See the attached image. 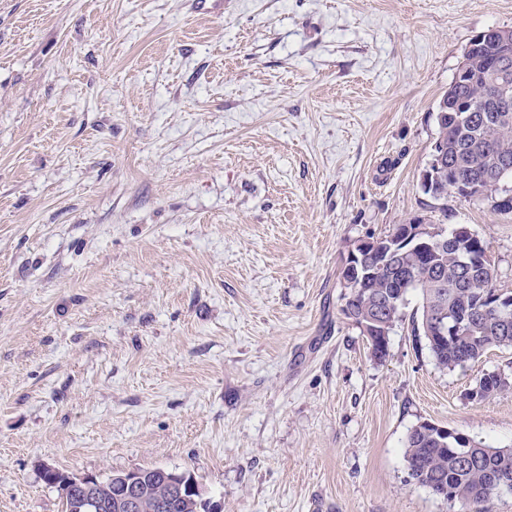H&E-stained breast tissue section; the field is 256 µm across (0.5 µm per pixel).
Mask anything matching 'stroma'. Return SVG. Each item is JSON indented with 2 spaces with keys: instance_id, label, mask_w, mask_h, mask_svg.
I'll return each instance as SVG.
<instances>
[{
  "instance_id": "1",
  "label": "stroma",
  "mask_w": 512,
  "mask_h": 512,
  "mask_svg": "<svg viewBox=\"0 0 512 512\" xmlns=\"http://www.w3.org/2000/svg\"><path fill=\"white\" fill-rule=\"evenodd\" d=\"M0 0V512L42 464L189 471L215 512H458L409 482L428 420L512 447V349L374 359L360 239L467 226L512 289V214L421 174L435 107L512 0ZM508 385V379L500 373L495 371L483 373L476 380L475 385L468 390L467 398L472 401H483Z\"/></svg>"
}]
</instances>
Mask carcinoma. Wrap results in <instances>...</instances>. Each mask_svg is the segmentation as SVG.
Wrapping results in <instances>:
<instances>
[{
    "label": "carcinoma",
    "mask_w": 512,
    "mask_h": 512,
    "mask_svg": "<svg viewBox=\"0 0 512 512\" xmlns=\"http://www.w3.org/2000/svg\"><path fill=\"white\" fill-rule=\"evenodd\" d=\"M496 40L488 38L473 43L467 56L469 76L448 86V98L464 100L471 107L466 126L460 128L450 120L437 122L436 141L444 148L445 167L458 173L469 183L483 187L477 202L486 204L499 214L512 212V197L502 184H488L484 176L489 159L498 157L512 166V119L495 118L488 98L493 86L503 81L512 87V71L502 76L495 67ZM484 240H457L452 247L438 245L425 252L411 250L397 261H386L375 254L368 257L373 268L369 290L345 298L342 312L358 328L372 326L376 335L366 342L377 359L386 356L389 336L403 319L408 294L417 292L419 305L412 317L413 336L425 341L436 365L448 371L478 361L490 348L512 349V311L501 313L489 306L487 299L496 293L512 296V290L497 287L498 273L491 262L464 270L458 263L461 251L477 252ZM469 312V320L461 323L454 336L442 341L434 336L438 316H458ZM509 381L495 371L482 374L467 392L472 401H483L508 387ZM404 466L411 481L433 496L459 505L460 512H482V505L510 491L498 486L503 473L512 476V448L492 447L468 435L432 422H419L408 432L403 452ZM148 497L163 501L165 512H207L201 496L170 500L169 485L157 468H142ZM120 476L114 473L99 480V497L112 503L103 512H121L117 508Z\"/></svg>",
    "instance_id": "1"
}]
</instances>
